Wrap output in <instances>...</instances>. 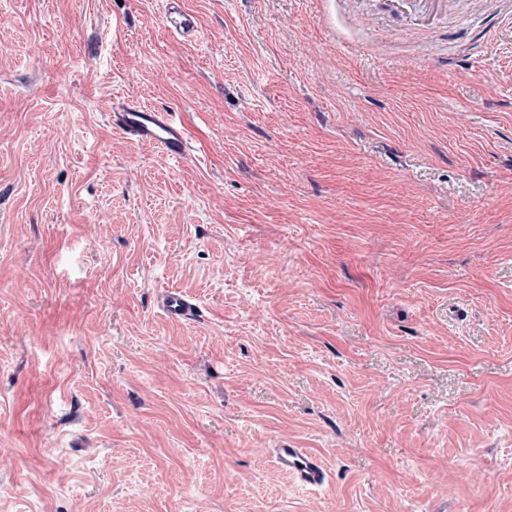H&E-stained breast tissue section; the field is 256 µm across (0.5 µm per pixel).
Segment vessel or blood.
<instances>
[{"label": "vessel or blood", "mask_w": 512, "mask_h": 512, "mask_svg": "<svg viewBox=\"0 0 512 512\" xmlns=\"http://www.w3.org/2000/svg\"><path fill=\"white\" fill-rule=\"evenodd\" d=\"M110 119L127 136L157 146L172 160L184 159L190 150L185 128L169 113L154 107L116 102L112 105ZM158 305L174 320L190 322L197 314L195 303L176 291H163L158 297ZM270 454L278 469L291 476L300 487L317 489L327 481L323 461L306 449L283 443L271 449Z\"/></svg>", "instance_id": "1"}]
</instances>
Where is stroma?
<instances>
[{
	"mask_svg": "<svg viewBox=\"0 0 512 512\" xmlns=\"http://www.w3.org/2000/svg\"><path fill=\"white\" fill-rule=\"evenodd\" d=\"M177 3L0 0V512H512V0ZM110 119L127 136L157 146L172 160L184 159L190 150L187 131L168 112L147 105L113 102ZM158 305L173 320L190 322L195 320L197 314L196 304L176 291H163L158 297ZM269 448L270 454L281 471L291 476L302 488L317 489L327 481V470L323 461L305 448H292L282 443Z\"/></svg>",
	"mask_w": 512,
	"mask_h": 512,
	"instance_id": "35a3bbf8",
	"label": "stroma"
}]
</instances>
